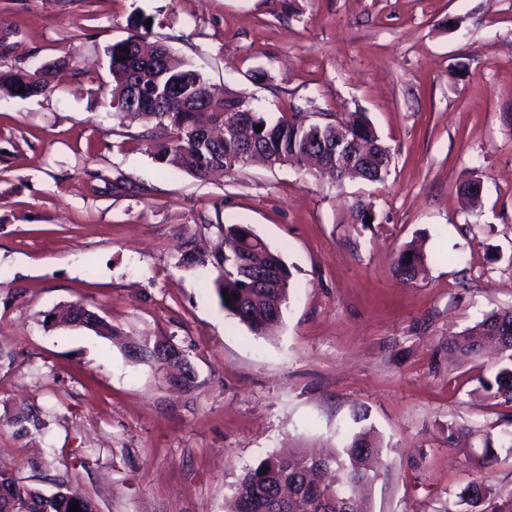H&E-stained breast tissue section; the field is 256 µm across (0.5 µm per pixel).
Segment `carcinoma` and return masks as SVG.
<instances>
[{"label": "carcinoma", "mask_w": 512, "mask_h": 512, "mask_svg": "<svg viewBox=\"0 0 512 512\" xmlns=\"http://www.w3.org/2000/svg\"><path fill=\"white\" fill-rule=\"evenodd\" d=\"M129 27L132 34L106 49L112 77L108 106L122 120L139 119L151 124L148 133L154 138V157L162 168L178 169L203 180L218 170L231 172L246 166L250 155L238 140L211 136L216 127L224 126V118L239 110L250 121L253 146L264 158L279 166L289 163L304 168L311 157L317 156L320 166L311 175L317 180L326 178L336 182V170L323 153L324 145L336 143L335 123L309 122L300 112H283L269 118L254 111L244 97L235 93L215 99L205 112L196 106L199 92L208 86L204 77L186 62L177 60L164 44L146 43L143 35L148 30L146 18L130 19ZM59 74L60 70L49 68L41 72L22 68L0 70V93L19 98L46 95L54 90L52 83ZM133 75L141 78L154 103L125 111L114 102L126 93V82ZM344 121L345 128L354 132L361 129L380 140L365 114L350 112ZM258 126L262 130H256ZM387 173L385 166L355 167L345 177L381 182ZM218 230L220 242L213 250L201 251L189 244L179 259L180 266L211 265L222 269L215 287L224 311L254 335H272L282 318L280 314L274 315V309L283 308L288 299L290 269L248 225H220ZM245 253L255 269L276 265L281 286L268 290L250 287L247 267L241 263ZM427 260L423 251L404 246L395 255L394 269L403 281L412 283L425 273ZM485 337L512 339V307L493 311L462 335L449 337L448 358L459 363L475 360L483 351L481 339ZM502 358V365L490 376L479 377L478 382L492 397L512 403V348L503 351ZM482 443L477 465L489 469L497 460V452L491 435H485ZM381 451V442L372 429L363 427L357 431L345 430L339 446L318 457L302 453L271 454L236 481L231 512H372L370 500L352 497L351 490L375 480L371 461ZM1 484L15 486L24 497L23 512L69 510L70 502L25 484L11 473L0 471ZM283 486L290 490L286 501L279 498ZM444 512H512V498L500 497L495 486L481 475Z\"/></svg>", "instance_id": "1"}]
</instances>
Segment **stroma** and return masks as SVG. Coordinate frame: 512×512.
I'll use <instances>...</instances> for the list:
<instances>
[{"label": "stroma", "mask_w": 512, "mask_h": 512, "mask_svg": "<svg viewBox=\"0 0 512 512\" xmlns=\"http://www.w3.org/2000/svg\"><path fill=\"white\" fill-rule=\"evenodd\" d=\"M134 13L257 111L367 115L391 149L384 182L162 169L105 104V50ZM64 59L78 73L53 94L0 95V470L96 512H226L246 468L336 447L359 414L382 445L373 512H441L483 473L480 437L512 431V403L478 383L496 356L446 353L512 307V0H0V69ZM474 176L475 209L459 191ZM359 201L372 223H353ZM222 224L250 225L292 272L274 335L222 309L219 269L177 265ZM413 240L427 271L406 284L393 258ZM76 302L119 338L48 326ZM146 339L181 347L194 384L125 355ZM26 413L44 428L21 430ZM452 425L470 438L449 443Z\"/></svg>", "instance_id": "obj_1"}]
</instances>
